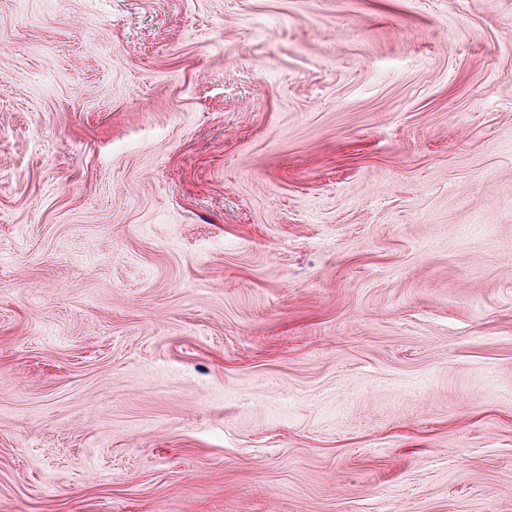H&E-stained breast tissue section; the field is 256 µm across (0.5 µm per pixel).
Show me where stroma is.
I'll list each match as a JSON object with an SVG mask.
<instances>
[{
	"label": "stroma",
	"instance_id": "stroma-1",
	"mask_svg": "<svg viewBox=\"0 0 512 512\" xmlns=\"http://www.w3.org/2000/svg\"><path fill=\"white\" fill-rule=\"evenodd\" d=\"M0 512H512V0H0Z\"/></svg>",
	"mask_w": 512,
	"mask_h": 512
}]
</instances>
